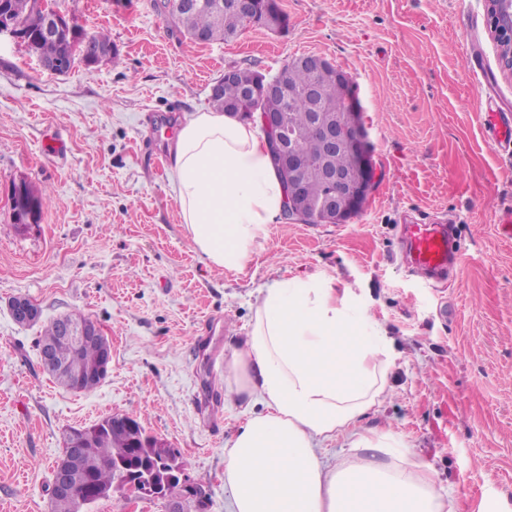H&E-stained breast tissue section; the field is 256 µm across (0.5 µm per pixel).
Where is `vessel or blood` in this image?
<instances>
[{"mask_svg":"<svg viewBox=\"0 0 512 512\" xmlns=\"http://www.w3.org/2000/svg\"><path fill=\"white\" fill-rule=\"evenodd\" d=\"M479 120L485 141L511 158L512 104L487 95L480 107ZM400 233L405 259L413 268L431 280L454 276L460 254L453 247L452 224H405Z\"/></svg>","mask_w":512,"mask_h":512,"instance_id":"1","label":"vessel or blood"}]
</instances>
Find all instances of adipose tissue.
Returning a JSON list of instances; mask_svg holds the SVG:
<instances>
[{
	"mask_svg": "<svg viewBox=\"0 0 512 512\" xmlns=\"http://www.w3.org/2000/svg\"><path fill=\"white\" fill-rule=\"evenodd\" d=\"M169 162L194 250L243 269L286 198L256 121L196 113ZM392 355L354 289L291 277L262 290L224 368L225 397L248 410L224 452L233 512H456L401 436L360 426L391 389ZM338 438L346 453L325 461Z\"/></svg>",
	"mask_w": 512,
	"mask_h": 512,
	"instance_id": "adipose-tissue-1",
	"label": "adipose tissue"
}]
</instances>
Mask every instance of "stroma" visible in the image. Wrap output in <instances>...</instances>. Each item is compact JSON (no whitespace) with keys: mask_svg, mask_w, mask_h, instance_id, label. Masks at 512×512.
Returning a JSON list of instances; mask_svg holds the SVG:
<instances>
[{"mask_svg":"<svg viewBox=\"0 0 512 512\" xmlns=\"http://www.w3.org/2000/svg\"><path fill=\"white\" fill-rule=\"evenodd\" d=\"M287 26H248L227 42L183 36L155 0H54L116 59L59 76L23 49L0 47V512H50L62 435L126 414L167 440L202 488L204 512H232L224 448L244 421L224 398V366L260 289L298 276L359 293L393 340L391 392L362 419L403 436L436 471L457 512L493 497L512 512V160L478 119L486 86L468 64L478 42L500 94L484 0H277ZM316 54L350 77L375 165L363 209L343 224L268 225L239 271L208 266L181 221L156 121L211 110L227 68L275 76ZM26 180L47 203L15 224L8 203ZM457 224L453 283L403 260L410 220ZM35 302L20 325L8 302ZM81 314L112 346L93 391L55 384L35 347L50 320Z\"/></svg>","mask_w":512,"mask_h":512,"instance_id":"1","label":"stroma"}]
</instances>
